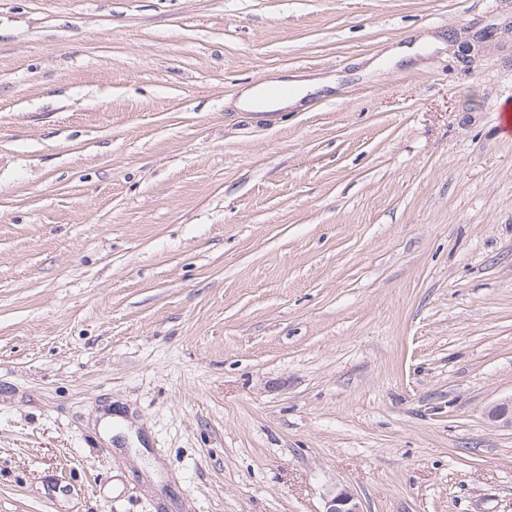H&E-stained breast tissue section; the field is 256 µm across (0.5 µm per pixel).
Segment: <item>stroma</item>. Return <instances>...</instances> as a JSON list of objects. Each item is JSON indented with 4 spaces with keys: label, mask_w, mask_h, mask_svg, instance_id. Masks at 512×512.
Here are the masks:
<instances>
[{
    "label": "stroma",
    "mask_w": 512,
    "mask_h": 512,
    "mask_svg": "<svg viewBox=\"0 0 512 512\" xmlns=\"http://www.w3.org/2000/svg\"><path fill=\"white\" fill-rule=\"evenodd\" d=\"M509 102L512 0H0V512H512ZM271 86L291 85L292 92L284 96H273ZM326 86H334L330 78L301 81H270L269 84L254 85L243 89L237 101V107L251 111V118L263 124H276L282 119L279 111L296 106L308 93L315 92ZM323 512H363L355 494L344 487L336 488V492L327 498Z\"/></svg>",
    "instance_id": "35a3bbf8"
}]
</instances>
